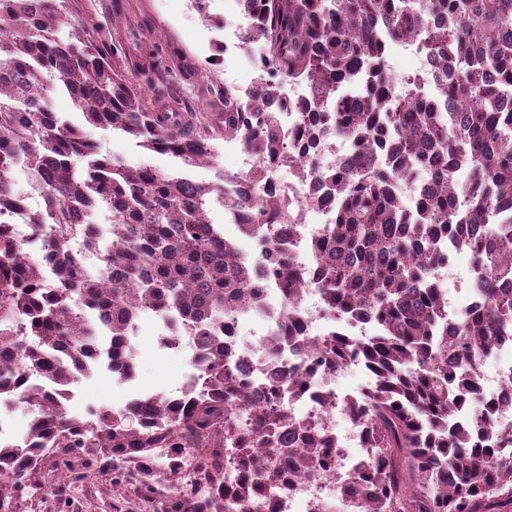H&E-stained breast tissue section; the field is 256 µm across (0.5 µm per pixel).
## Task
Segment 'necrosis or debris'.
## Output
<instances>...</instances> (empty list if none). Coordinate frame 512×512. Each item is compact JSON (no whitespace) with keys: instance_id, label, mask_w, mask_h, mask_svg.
I'll use <instances>...</instances> for the list:
<instances>
[{"instance_id":"obj_1","label":"necrosis or debris","mask_w":512,"mask_h":512,"mask_svg":"<svg viewBox=\"0 0 512 512\" xmlns=\"http://www.w3.org/2000/svg\"><path fill=\"white\" fill-rule=\"evenodd\" d=\"M226 10L235 16L237 22L230 34L224 37V49L230 53L246 52V62L252 74L250 84L234 86L238 101H248L259 85L268 80L270 71L261 54L249 53L250 41L247 31L252 9L247 0H226ZM392 53L411 54L416 65L408 71H392L394 96L402 98L410 84H418L425 95H433L438 89L434 64L427 56L419 53L415 41L407 40L392 44ZM310 95L309 89L293 81L281 82L279 88V129L293 156L302 157L306 150L296 136L300 124L298 104ZM316 167L319 171L334 170L353 152L351 139L342 130L330 128L324 131L313 150ZM266 184L269 190L287 203L290 211L296 212L298 222L294 235L286 246L301 278H308L316 263L308 246L323 224L331 219L330 208L310 205L309 199L314 191L313 184L297 178L282 175L280 166L273 165L266 170ZM434 280L440 289L446 290L448 299V321L456 323L462 311L472 309L480 295V287L475 277H462L454 263L447 262L433 272ZM269 290L268 304L264 311H242L230 322L232 327L231 364L241 369L246 377L259 382L269 381L281 365H298L300 359L294 353L284 351L271 353L266 342L277 335L283 319L282 305L275 292L276 284L266 281ZM299 324L304 335L315 338H329L341 333L347 336L367 335V327L346 320H327L322 312L320 294L317 289H307L300 305ZM492 372L481 374V392L483 398L500 403L497 415L498 424L506 430H512V385L505 378L512 374V344L493 353ZM335 377L327 373H318L310 377L307 396L296 401L299 413L319 421L336 438L334 464L331 469L319 473L313 478L293 480L288 489L280 495L267 499L263 503V512H361L358 498L339 494L337 482L353 476L360 461L367 455L368 448L357 425L351 424L343 407L332 412H324L320 397L335 392Z\"/></svg>"}]
</instances>
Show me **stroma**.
Listing matches in <instances>:
<instances>
[{"label": "stroma", "mask_w": 512, "mask_h": 512, "mask_svg": "<svg viewBox=\"0 0 512 512\" xmlns=\"http://www.w3.org/2000/svg\"><path fill=\"white\" fill-rule=\"evenodd\" d=\"M85 13L102 28L120 16V34L127 47L140 42L143 30H151L153 41L172 58V96L199 103L204 111L219 112L224 104L219 94L208 92L200 74L212 70L216 85L249 83L251 73L243 57L224 51V32L205 22L191 0H82ZM100 149L126 165L149 164L157 169H175L172 157L146 153L133 139L104 129L91 132ZM161 325L155 316L143 315L132 338L136 374L118 380L107 368L80 377L72 386L75 396L70 412L89 416L96 409L123 407L132 397L163 392L177 395L191 371L190 355L161 349L157 343ZM144 477L132 463L113 465L98 454H66L54 451L45 456L31 480L13 501L14 512H155L158 502L169 494L166 483L144 491Z\"/></svg>", "instance_id": "35a3bbf8"}]
</instances>
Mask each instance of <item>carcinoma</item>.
<instances>
[{"instance_id":"1","label":"carcinoma","mask_w":512,"mask_h":512,"mask_svg":"<svg viewBox=\"0 0 512 512\" xmlns=\"http://www.w3.org/2000/svg\"><path fill=\"white\" fill-rule=\"evenodd\" d=\"M250 2L252 37L271 79L244 106L224 90V111L204 112L189 101L173 111L163 104L166 60L153 51L131 57L84 15L81 0H0V205L24 202L13 190L18 167L41 198L29 213L32 239L0 223V398L14 389L34 410L20 440L0 443V512H13L14 493L49 448H94L148 478L155 449H188L208 500L198 505L183 489L177 456L167 512H254L292 479L332 465L334 439L290 409L305 378L283 366L259 406L230 365L226 321L266 298L238 237L209 217L214 198L228 210L241 199L224 194L222 178L203 184L187 173L212 163L216 142L229 136L257 159L231 179L253 186L257 221L237 232L268 245L267 272L279 284L285 321L271 349L303 356L309 374L333 373L354 354L373 378L367 396L344 410L374 453L340 491L357 496L364 512H512V435L496 424L493 405L474 407L484 359L512 336V0ZM395 37L417 38L435 62L436 97L416 86L402 100L392 96L384 62ZM282 80L310 90L299 105L304 144L329 125L355 143L327 175L334 217L310 249L326 317L367 322L372 336L321 341L298 326L306 283L281 245L293 226L262 173L281 164L311 180L317 171L288 153L267 110ZM56 91L85 125L50 110ZM88 127L120 130L178 158L183 170L129 167L102 153ZM422 171L430 178L415 181L409 207L398 184ZM460 193L466 206L454 212L449 203ZM98 208L111 215L106 240L81 223ZM76 241L79 253L71 251ZM454 251L471 254L482 304L450 340L448 301L433 271ZM86 255L109 280L86 273ZM84 307L107 310L112 349L100 348ZM147 313L172 328L194 325L200 387L177 398L135 397L90 421L68 414L65 387L98 360L118 379L131 377V336ZM32 372L49 385L22 387ZM229 449L241 473L235 482L224 480Z\"/></svg>"}]
</instances>
